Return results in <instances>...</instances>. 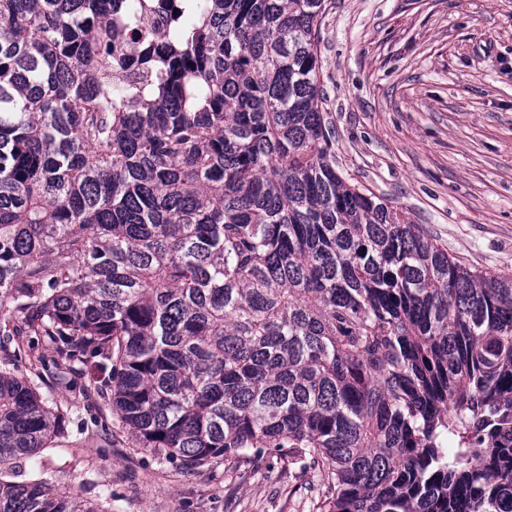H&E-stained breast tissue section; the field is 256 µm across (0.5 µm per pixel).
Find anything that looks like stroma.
I'll list each match as a JSON object with an SVG mask.
<instances>
[{
  "label": "stroma",
  "mask_w": 512,
  "mask_h": 512,
  "mask_svg": "<svg viewBox=\"0 0 512 512\" xmlns=\"http://www.w3.org/2000/svg\"><path fill=\"white\" fill-rule=\"evenodd\" d=\"M324 110L339 172L466 263L512 274V0H326ZM67 437L22 461L63 468L112 512H316L320 476L215 462L198 472L141 451L112 413L109 365L43 375ZM88 408L70 413L76 387Z\"/></svg>",
  "instance_id": "stroma-1"
}]
</instances>
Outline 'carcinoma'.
<instances>
[{"mask_svg":"<svg viewBox=\"0 0 512 512\" xmlns=\"http://www.w3.org/2000/svg\"><path fill=\"white\" fill-rule=\"evenodd\" d=\"M325 0H0V339L111 364L159 461L286 460L319 512H512V276L336 170ZM64 413L0 371V512Z\"/></svg>","mask_w":512,"mask_h":512,"instance_id":"carcinoma-1","label":"carcinoma"}]
</instances>
